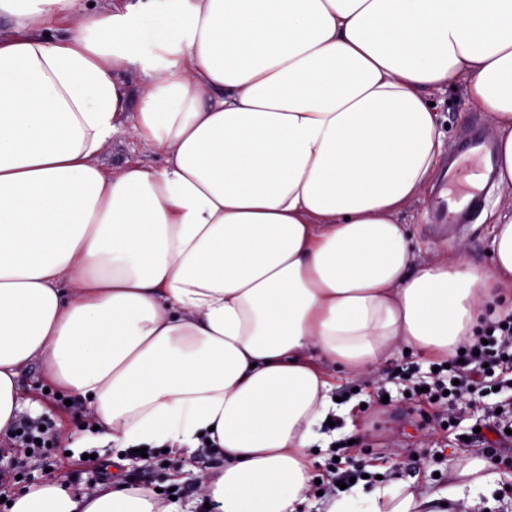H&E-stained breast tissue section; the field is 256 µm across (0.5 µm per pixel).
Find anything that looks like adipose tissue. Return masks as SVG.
Masks as SVG:
<instances>
[{"mask_svg": "<svg viewBox=\"0 0 512 512\" xmlns=\"http://www.w3.org/2000/svg\"><path fill=\"white\" fill-rule=\"evenodd\" d=\"M0 0V433L41 360L96 441L178 455L220 512H297L337 405L326 369L394 348L454 356L512 288L492 265L417 258L398 211L441 154L427 89L465 82L501 129L512 189V0ZM69 14L56 38L44 18ZM145 83L128 110L124 73ZM159 151L114 171L118 131ZM473 458L417 492L356 485L326 512H460L498 487ZM9 512H183L125 483L62 479Z\"/></svg>", "mask_w": 512, "mask_h": 512, "instance_id": "adipose-tissue-1", "label": "adipose tissue"}]
</instances>
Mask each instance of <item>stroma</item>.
Listing matches in <instances>:
<instances>
[{
	"label": "stroma",
	"mask_w": 512,
	"mask_h": 512,
	"mask_svg": "<svg viewBox=\"0 0 512 512\" xmlns=\"http://www.w3.org/2000/svg\"><path fill=\"white\" fill-rule=\"evenodd\" d=\"M430 100L438 114L443 151H450L473 122L491 121L488 113L470 101L464 88H445L434 92ZM129 159H140L155 167L163 162L161 154L122 135L113 138L100 156L107 169L122 166ZM511 215L512 192L499 187L488 195L486 206L474 223L451 234L428 223L420 203L400 211L396 220L407 226L422 253L451 259L460 255L465 262L487 269L491 266L493 227ZM438 361L435 355H414L397 348L367 375L331 371L333 394L340 397L349 414L335 417L333 425L323 426L328 445L318 451L314 475L324 485L321 492L308 493L298 512H324L326 494L332 493L338 475L346 472L366 473L365 484L371 488L382 481L411 480L417 490L429 491L450 468L469 457L488 459L492 471L501 476L499 489L492 499L482 500L479 512H512V437L499 438L484 425L486 407L512 398V386L504 385L503 374L497 372L487 379L494 386V393L484 397L469 395L450 407L428 405L414 397L412 391L417 382L431 381ZM406 365L413 372L409 381L400 377ZM19 383L23 399L36 404L34 413H22V420L34 415L47 422L51 445L44 454L33 457L8 434H0V466L6 471L0 480V512H6L4 499L13 491L51 477L94 489L91 470L111 472V458L118 454L126 461L121 469L125 479L141 487L174 489L181 504L190 506L192 512H203L205 499L198 489V475L223 468V457L201 445L179 455L154 448L145 460L133 451L120 453L112 445L97 443L87 450L93 453V461H85L83 454L87 451L76 446L87 433V420L80 405L66 404L63 391L45 380L40 362L30 363ZM491 443L498 446L493 457L487 454Z\"/></svg>",
	"instance_id": "35a3bbf8"
}]
</instances>
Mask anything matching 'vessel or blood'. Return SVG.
<instances>
[{
    "label": "vessel or blood",
    "instance_id": "obj_1",
    "mask_svg": "<svg viewBox=\"0 0 512 512\" xmlns=\"http://www.w3.org/2000/svg\"><path fill=\"white\" fill-rule=\"evenodd\" d=\"M497 181V139L484 125L465 131L448 158L440 183L430 199L433 224L473 223Z\"/></svg>",
    "mask_w": 512,
    "mask_h": 512
}]
</instances>
